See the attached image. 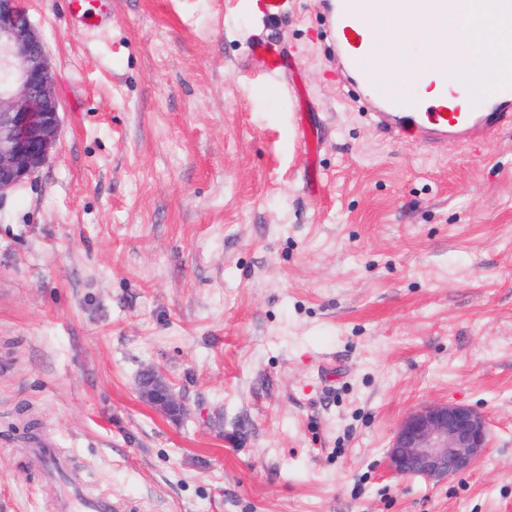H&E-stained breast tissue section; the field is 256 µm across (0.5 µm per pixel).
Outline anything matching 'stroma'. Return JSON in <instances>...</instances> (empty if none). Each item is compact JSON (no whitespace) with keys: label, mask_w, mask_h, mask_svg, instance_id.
<instances>
[{"label":"stroma","mask_w":512,"mask_h":512,"mask_svg":"<svg viewBox=\"0 0 512 512\" xmlns=\"http://www.w3.org/2000/svg\"><path fill=\"white\" fill-rule=\"evenodd\" d=\"M254 4L112 0L83 32L26 0L62 131L0 200V512H53L38 435L133 512H512V110L468 144L394 135L318 0ZM147 368L185 418L143 401ZM433 402L484 416L479 462L391 473ZM246 41L249 56L262 57L271 72L282 70L283 53L277 45L253 35H248Z\"/></svg>","instance_id":"1"}]
</instances>
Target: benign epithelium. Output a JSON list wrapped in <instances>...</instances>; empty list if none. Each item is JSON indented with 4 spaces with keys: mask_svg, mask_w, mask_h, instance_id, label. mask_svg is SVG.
Masks as SVG:
<instances>
[{
    "mask_svg": "<svg viewBox=\"0 0 512 512\" xmlns=\"http://www.w3.org/2000/svg\"><path fill=\"white\" fill-rule=\"evenodd\" d=\"M11 70L0 89V200L32 181L53 155L61 134L60 99L41 32L23 0H0V50ZM141 398L173 418L187 414L162 373L145 370ZM485 418L475 410L448 403L424 406L398 426L387 452L397 475L441 481L472 469L488 446Z\"/></svg>",
    "mask_w": 512,
    "mask_h": 512,
    "instance_id": "7a95c632",
    "label": "benign epithelium"
}]
</instances>
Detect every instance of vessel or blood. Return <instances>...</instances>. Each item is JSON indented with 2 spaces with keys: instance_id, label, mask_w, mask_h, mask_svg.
Listing matches in <instances>:
<instances>
[{
  "instance_id": "vessel-or-blood-1",
  "label": "vessel or blood",
  "mask_w": 512,
  "mask_h": 512,
  "mask_svg": "<svg viewBox=\"0 0 512 512\" xmlns=\"http://www.w3.org/2000/svg\"><path fill=\"white\" fill-rule=\"evenodd\" d=\"M78 26L85 31H100L111 23L108 10L87 8L85 0H68ZM326 28L336 42V65L347 83L355 85L370 103L378 123L390 131L414 132L421 141L445 145L471 139L494 128L503 110L512 108V59L506 61L493 85L465 106H449V90L465 85L470 77L459 48L451 47L426 58L411 76L412 81H429L435 89L434 103L418 94L400 96L381 83L368 66L377 57L376 44L367 31L371 17L400 15L431 20L477 10L491 19L512 25V0H323ZM249 55L263 58L273 72L283 68L281 49L266 40L247 36ZM38 452L47 462L46 476L59 486L57 512H131L122 499L102 495L86 497L78 486L65 482L68 459L54 448L37 442Z\"/></svg>"
}]
</instances>
